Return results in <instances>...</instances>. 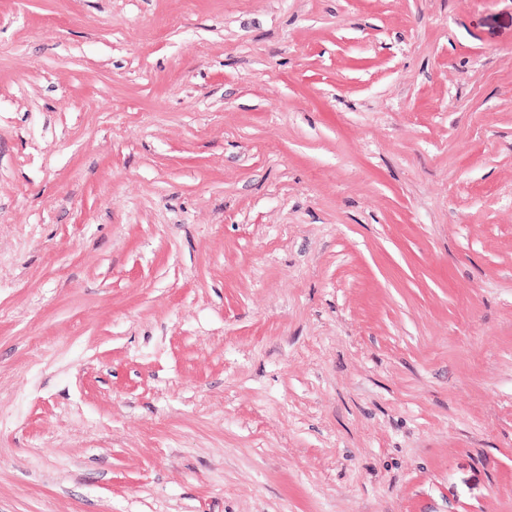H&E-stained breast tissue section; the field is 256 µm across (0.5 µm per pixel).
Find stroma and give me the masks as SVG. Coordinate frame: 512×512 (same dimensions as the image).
I'll list each match as a JSON object with an SVG mask.
<instances>
[{"label": "stroma", "instance_id": "35a3bbf8", "mask_svg": "<svg viewBox=\"0 0 512 512\" xmlns=\"http://www.w3.org/2000/svg\"><path fill=\"white\" fill-rule=\"evenodd\" d=\"M0 512H512V0H0Z\"/></svg>", "mask_w": 512, "mask_h": 512}]
</instances>
